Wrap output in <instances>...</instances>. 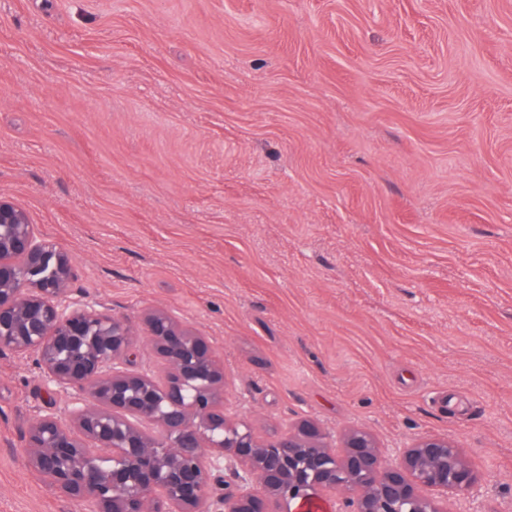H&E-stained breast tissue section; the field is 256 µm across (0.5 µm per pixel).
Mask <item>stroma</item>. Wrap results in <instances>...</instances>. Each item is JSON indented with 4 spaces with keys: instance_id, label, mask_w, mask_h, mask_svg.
I'll return each mask as SVG.
<instances>
[{
    "instance_id": "1",
    "label": "stroma",
    "mask_w": 512,
    "mask_h": 512,
    "mask_svg": "<svg viewBox=\"0 0 512 512\" xmlns=\"http://www.w3.org/2000/svg\"><path fill=\"white\" fill-rule=\"evenodd\" d=\"M0 197L137 368L169 310L262 437L445 435L512 512V0H0ZM69 400L0 352V512H84L23 448Z\"/></svg>"
}]
</instances>
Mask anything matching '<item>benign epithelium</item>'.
<instances>
[{
    "label": "benign epithelium",
    "mask_w": 512,
    "mask_h": 512,
    "mask_svg": "<svg viewBox=\"0 0 512 512\" xmlns=\"http://www.w3.org/2000/svg\"><path fill=\"white\" fill-rule=\"evenodd\" d=\"M70 256L0 198V351L34 357L72 396L24 434L28 466L86 512H282L320 496L342 512H448L478 474L448 438L425 435L392 463L361 429L332 444L301 420L263 438L224 410V368L172 312L142 325L156 370L130 368L133 329L76 294Z\"/></svg>",
    "instance_id": "1"
}]
</instances>
